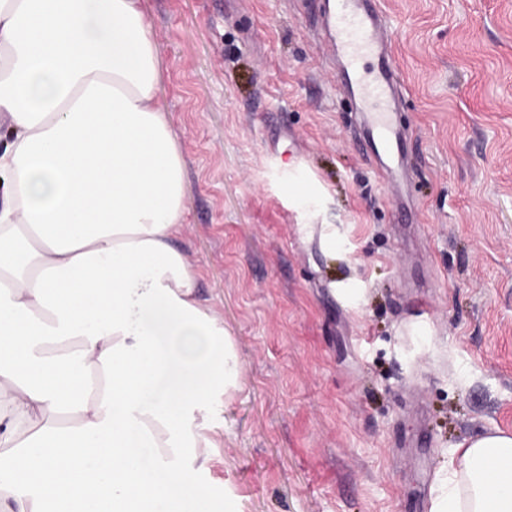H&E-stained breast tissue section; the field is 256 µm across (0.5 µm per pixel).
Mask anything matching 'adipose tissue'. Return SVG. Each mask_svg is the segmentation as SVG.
Listing matches in <instances>:
<instances>
[{
    "mask_svg": "<svg viewBox=\"0 0 512 512\" xmlns=\"http://www.w3.org/2000/svg\"><path fill=\"white\" fill-rule=\"evenodd\" d=\"M157 85L143 0H0V512H212L192 462L241 361L174 245ZM172 360L184 381L144 403ZM429 512H512V434L450 449Z\"/></svg>",
    "mask_w": 512,
    "mask_h": 512,
    "instance_id": "obj_1",
    "label": "adipose tissue"
}]
</instances>
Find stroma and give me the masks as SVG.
<instances>
[{
	"mask_svg": "<svg viewBox=\"0 0 512 512\" xmlns=\"http://www.w3.org/2000/svg\"><path fill=\"white\" fill-rule=\"evenodd\" d=\"M333 0H145L184 159L178 248L240 388L213 512H429L448 451L512 433V0H380L414 221L361 146Z\"/></svg>",
	"mask_w": 512,
	"mask_h": 512,
	"instance_id": "35a3bbf8",
	"label": "stroma"
}]
</instances>
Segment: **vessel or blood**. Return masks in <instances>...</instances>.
<instances>
[{"mask_svg":"<svg viewBox=\"0 0 512 512\" xmlns=\"http://www.w3.org/2000/svg\"><path fill=\"white\" fill-rule=\"evenodd\" d=\"M377 0H337L328 23L331 48L343 61L339 89L358 104L363 141L389 186L407 179L406 130L397 120L402 87L390 62V44Z\"/></svg>","mask_w":512,"mask_h":512,"instance_id":"obj_1","label":"vessel or blood"}]
</instances>
